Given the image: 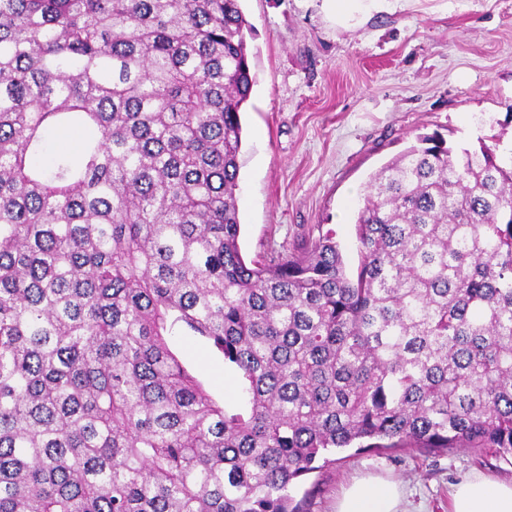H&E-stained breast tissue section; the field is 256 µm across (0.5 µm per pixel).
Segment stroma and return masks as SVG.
<instances>
[{"instance_id":"obj_1","label":"stroma","mask_w":512,"mask_h":512,"mask_svg":"<svg viewBox=\"0 0 512 512\" xmlns=\"http://www.w3.org/2000/svg\"><path fill=\"white\" fill-rule=\"evenodd\" d=\"M255 83L242 114L240 246L247 259L311 227L332 232L347 272L360 253L354 222L370 177L416 137L477 147L491 124L512 146V0H381L341 26L323 0H243ZM171 347L224 402L237 397L224 359L198 336ZM480 473L512 480V457L484 448L337 453L295 490L299 512H334L356 478L400 481L409 512H448V494Z\"/></svg>"}]
</instances>
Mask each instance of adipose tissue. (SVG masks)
<instances>
[{"label":"adipose tissue","mask_w":512,"mask_h":512,"mask_svg":"<svg viewBox=\"0 0 512 512\" xmlns=\"http://www.w3.org/2000/svg\"><path fill=\"white\" fill-rule=\"evenodd\" d=\"M404 492L396 481H354L336 502L335 512H405ZM448 512H512V482L474 474L454 486Z\"/></svg>","instance_id":"ef3b65f1"}]
</instances>
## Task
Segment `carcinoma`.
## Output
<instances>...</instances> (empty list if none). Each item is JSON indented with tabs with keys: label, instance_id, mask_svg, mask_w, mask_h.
<instances>
[{
	"label": "carcinoma",
	"instance_id": "1",
	"mask_svg": "<svg viewBox=\"0 0 512 512\" xmlns=\"http://www.w3.org/2000/svg\"><path fill=\"white\" fill-rule=\"evenodd\" d=\"M250 31L240 0H0V512H298L338 451L512 456L501 135L374 174L354 275L329 232L248 261ZM171 347L189 369L201 375L205 385L217 398L226 403H233L236 400V378L224 368L223 357L204 339L190 335L173 336Z\"/></svg>",
	"mask_w": 512,
	"mask_h": 512
}]
</instances>
